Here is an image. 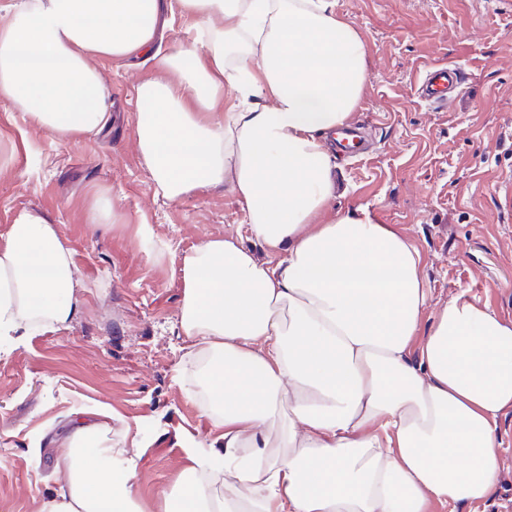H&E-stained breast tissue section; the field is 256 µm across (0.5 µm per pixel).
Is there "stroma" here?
<instances>
[{"label":"stroma","mask_w":512,"mask_h":512,"mask_svg":"<svg viewBox=\"0 0 512 512\" xmlns=\"http://www.w3.org/2000/svg\"><path fill=\"white\" fill-rule=\"evenodd\" d=\"M336 10L366 45L363 100L349 122L367 150L337 154L331 213L368 209L419 250L422 326L462 289L512 321V0H337ZM448 66L466 86L435 110L417 89L427 69ZM96 67L111 99L94 137L58 138L0 104V246L19 211L44 214L71 253L78 300L68 326L31 330L0 355V512H41L73 422L102 410L112 415L107 442L137 451L138 503L164 512L189 466L183 439L206 447L221 433L183 357V257L241 236L267 258L223 187L170 200L143 166L136 89L158 75L156 62ZM101 194L112 217L93 224ZM499 434L495 492L458 512H512V409Z\"/></svg>","instance_id":"obj_1"}]
</instances>
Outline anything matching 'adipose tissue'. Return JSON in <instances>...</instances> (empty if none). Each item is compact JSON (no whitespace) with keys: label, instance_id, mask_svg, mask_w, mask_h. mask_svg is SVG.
<instances>
[{"label":"adipose tissue","instance_id":"ef3b65f1","mask_svg":"<svg viewBox=\"0 0 512 512\" xmlns=\"http://www.w3.org/2000/svg\"><path fill=\"white\" fill-rule=\"evenodd\" d=\"M190 46L161 55L179 81L137 88L144 166L169 199L227 186L258 261L220 237L183 259L179 325L221 442L187 448L177 512H456L499 479L512 408V322L458 292L428 332L416 247L369 214L328 217L327 143L360 102L365 46L337 0H175ZM162 0H8L0 102L61 138L107 124L90 58L157 52ZM72 259L24 210L0 246V347L74 315ZM423 336L418 363L407 352ZM77 422L46 512H143L136 463Z\"/></svg>","mask_w":512,"mask_h":512}]
</instances>
